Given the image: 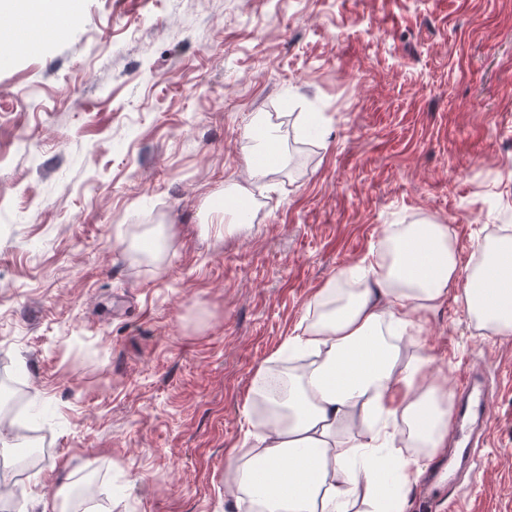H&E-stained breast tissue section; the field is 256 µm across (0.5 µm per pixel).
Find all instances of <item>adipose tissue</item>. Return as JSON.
I'll use <instances>...</instances> for the list:
<instances>
[{
  "label": "adipose tissue",
  "mask_w": 512,
  "mask_h": 512,
  "mask_svg": "<svg viewBox=\"0 0 512 512\" xmlns=\"http://www.w3.org/2000/svg\"><path fill=\"white\" fill-rule=\"evenodd\" d=\"M253 130L247 182L228 188L237 197L288 164L276 124L260 114ZM450 296L483 334L511 337L512 236L486 238L464 270L449 225L392 224L372 260L314 293L310 318L283 344L309 363L278 376L273 390L269 366L254 373L266 411L225 472L237 512H353L361 501L369 512H406L424 461L448 440L453 395L404 347Z\"/></svg>",
  "instance_id": "adipose-tissue-1"
}]
</instances>
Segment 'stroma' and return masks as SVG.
Here are the masks:
<instances>
[{
	"label": "stroma",
	"mask_w": 512,
	"mask_h": 512,
	"mask_svg": "<svg viewBox=\"0 0 512 512\" xmlns=\"http://www.w3.org/2000/svg\"><path fill=\"white\" fill-rule=\"evenodd\" d=\"M60 35L0 51V369L55 507L235 512L224 491L255 370L389 224L450 225L461 265L512 235V0H63ZM287 169L252 230L210 211L255 113ZM419 345L492 433L456 495L512 512V338L447 299ZM215 217L213 218L212 224L214 225L213 232L217 237L224 236V225L225 228L234 233H242L248 231L252 227L251 218H247L245 215L238 213L234 209L225 208L223 211H215ZM230 217H228V216Z\"/></svg>",
	"instance_id": "35a3bbf8"
}]
</instances>
